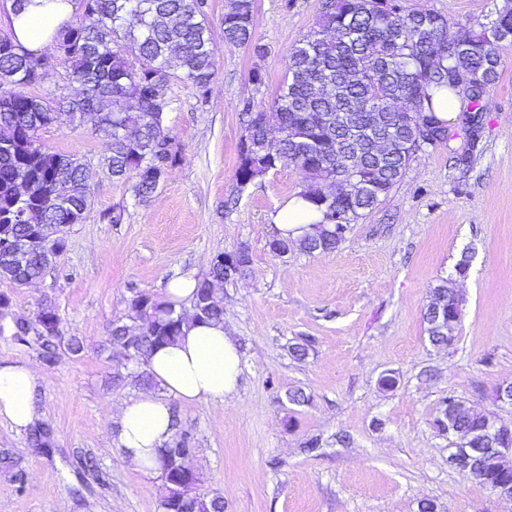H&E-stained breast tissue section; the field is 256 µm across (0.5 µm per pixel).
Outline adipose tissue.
<instances>
[{"label": "adipose tissue", "mask_w": 512, "mask_h": 512, "mask_svg": "<svg viewBox=\"0 0 512 512\" xmlns=\"http://www.w3.org/2000/svg\"><path fill=\"white\" fill-rule=\"evenodd\" d=\"M74 0H26L12 14L18 42L32 51L45 49L55 30L68 20ZM321 215L303 196L295 194L270 216L274 237L299 241ZM178 342L159 347L148 359L157 387L124 400L116 420L113 443L137 471L161 472L160 451L174 433L170 402L222 403L236 392L241 373L237 340L221 323H191ZM39 372L29 362H0V422L23 432L38 419L34 402Z\"/></svg>", "instance_id": "obj_1"}]
</instances>
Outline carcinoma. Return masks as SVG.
<instances>
[{
    "label": "carcinoma",
    "instance_id": "obj_1",
    "mask_svg": "<svg viewBox=\"0 0 512 512\" xmlns=\"http://www.w3.org/2000/svg\"><path fill=\"white\" fill-rule=\"evenodd\" d=\"M205 0H84L75 22L59 28L50 48L32 52L12 40L0 48V249L28 240L30 249L18 262L0 254V279L23 286L41 277L66 247L57 240L41 245L38 230L44 224H80L89 202L86 164L75 154L52 152L38 140V132L52 124L54 112L36 101L26 89L38 82L41 64L52 58L55 46L69 43L60 57L74 80L87 88L85 97L68 100L66 111L79 123L99 113L91 133L110 143L105 159L108 173L121 180L134 174V191L142 198L157 190L168 169L179 158V147L161 111L162 96L171 82L180 80L207 92L216 72L215 51L207 22ZM254 0H233L224 14V42L247 45L261 57L265 47L253 38ZM496 25L509 39L490 38L478 30L462 53L450 58L435 44L437 32L448 20L430 11L398 7L386 11L374 0H322L319 26L299 40L288 56L286 73L272 109L279 124L278 140H268L260 122L262 111L245 109L242 120L250 138L248 153H239L236 184L244 189L279 165L292 164L304 182L302 195L322 208L316 232L300 243L305 252L331 253L343 238L336 235V216L356 221L382 202L401 180L406 164L405 144L415 137L416 120H425L448 138L445 122L434 113L433 91L446 89L466 102L461 131L475 147L481 128V101L500 76V49L512 44V9L500 12ZM469 69L483 77L482 87L468 91L459 86L452 70ZM399 109H375L377 94ZM379 112L380 123L395 129L393 149L385 157L371 156L351 177V143L365 144L366 117ZM338 176L352 178L353 198L330 199L321 184ZM224 280V256H218L205 277L197 281L192 302L196 311L185 315L172 305L156 301L145 291H133L132 318L140 329L130 336L128 325L112 322L109 343L123 348L144 370L135 376L142 387L154 385L145 370L153 348L184 335L189 321H221L224 306L211 285ZM444 308L448 326L437 329L424 310L430 344L452 348L455 326L464 299L447 279L433 288ZM59 323L54 307L45 304L31 321L14 322L13 339L36 346L50 364L57 360L55 340L43 323ZM486 421L483 412L469 409L455 416L441 401L433 425L441 434L455 425L474 438ZM189 446L186 434L172 439L161 451L170 462ZM486 481L494 485L512 480V457L485 459ZM163 512H224V497L199 492L201 478L192 470L173 466L160 475Z\"/></svg>",
    "mask_w": 512,
    "mask_h": 512
}]
</instances>
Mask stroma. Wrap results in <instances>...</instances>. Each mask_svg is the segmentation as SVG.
<instances>
[{
  "instance_id": "35a3bbf8",
  "label": "stroma",
  "mask_w": 512,
  "mask_h": 512,
  "mask_svg": "<svg viewBox=\"0 0 512 512\" xmlns=\"http://www.w3.org/2000/svg\"><path fill=\"white\" fill-rule=\"evenodd\" d=\"M511 3L402 0L444 16L452 32L489 23ZM228 4L208 0L206 8L217 34L208 96L171 85L167 121L180 160L150 198L136 197L133 180H112L103 165L108 144L89 128L64 116L39 133L44 148L83 158L90 205L41 278L21 287L0 280L10 299L0 361L38 366L36 402L49 430L47 446L36 447L0 422V449L15 463L0 467V512H159V478L131 468L105 439L113 407L136 389V367L109 345V330L126 319L133 289L164 299L170 279H201L218 254L243 245L251 263L222 292L224 322L242 352L240 385L223 403L173 406L193 439L203 492L222 494L224 512H418L423 500L439 512H512L511 499L449 463L452 440L432 425L448 396L512 424V406L495 398L512 381V45L500 50L501 76L481 102L475 145L452 128L447 141L417 154L335 252L276 257L267 247L269 216L303 180L285 165L237 190L240 114L249 104L270 109L291 49L317 27L321 0H255L261 58L221 38ZM465 151L467 171L454 163ZM464 258L456 343L438 350L422 314ZM47 303L62 338L83 342L76 355L59 348L52 364L11 339L14 320ZM305 336L312 346L299 362L289 347ZM388 373L397 384L384 390L378 381ZM296 387L309 403L289 402ZM313 436L322 449L303 453ZM88 456L106 482L82 470ZM17 469L26 475L21 488Z\"/></svg>"
}]
</instances>
